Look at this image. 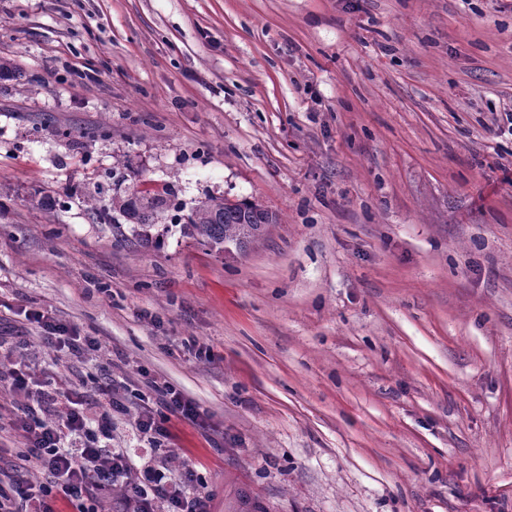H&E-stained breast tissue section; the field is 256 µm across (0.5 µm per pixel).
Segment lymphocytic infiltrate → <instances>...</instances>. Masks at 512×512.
Instances as JSON below:
<instances>
[{
	"label": "lymphocytic infiltrate",
	"mask_w": 512,
	"mask_h": 512,
	"mask_svg": "<svg viewBox=\"0 0 512 512\" xmlns=\"http://www.w3.org/2000/svg\"><path fill=\"white\" fill-rule=\"evenodd\" d=\"M34 318L48 348H67L79 357L102 348L99 338L78 336L76 330L44 313ZM7 376L25 398L13 425L25 441L15 449L9 485L0 484V512H57L65 502L71 512H98L114 485H122L126 512H207L210 494L197 479L193 462L171 478L152 461L136 463L124 448L112 447V415L124 412L117 397L121 386L112 374L91 378L88 391L64 396L53 375L38 378L21 361H11ZM147 388L156 406H142L133 418L136 431L154 449L170 437V418L196 422L198 405L183 392L156 379Z\"/></svg>",
	"instance_id": "lymphocytic-infiltrate-1"
}]
</instances>
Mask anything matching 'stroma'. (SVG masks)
<instances>
[{
    "label": "stroma",
    "instance_id": "stroma-1",
    "mask_svg": "<svg viewBox=\"0 0 512 512\" xmlns=\"http://www.w3.org/2000/svg\"><path fill=\"white\" fill-rule=\"evenodd\" d=\"M0 64L30 370L193 399L166 463L210 512H512V0H0ZM145 190L155 226L96 218ZM211 197L278 221L209 251ZM41 329V339L48 348L66 347L70 355L79 357L102 349V342L95 336H79L72 327L41 312L34 314ZM78 335V336H77Z\"/></svg>",
    "mask_w": 512,
    "mask_h": 512
}]
</instances>
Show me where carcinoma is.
<instances>
[{
  "label": "carcinoma",
  "instance_id": "1",
  "mask_svg": "<svg viewBox=\"0 0 512 512\" xmlns=\"http://www.w3.org/2000/svg\"><path fill=\"white\" fill-rule=\"evenodd\" d=\"M164 199L157 194L140 192L117 202L119 210L138 224L151 225ZM184 233L201 244L222 253L224 244L243 249L251 242L253 233L273 223L275 217L257 205L241 206L222 198H211L192 209L185 217Z\"/></svg>",
  "mask_w": 512,
  "mask_h": 512
}]
</instances>
